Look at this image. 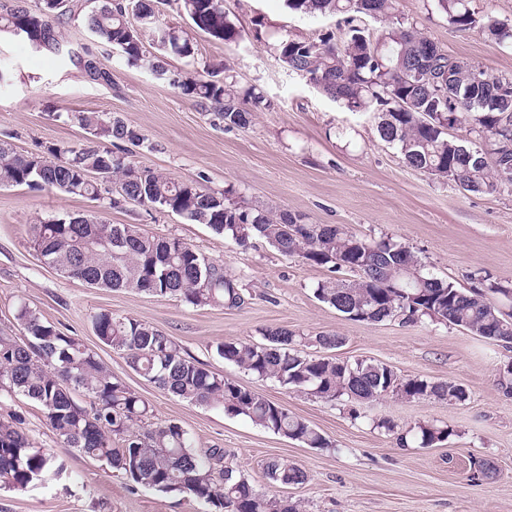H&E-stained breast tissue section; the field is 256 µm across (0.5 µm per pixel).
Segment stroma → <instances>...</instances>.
Instances as JSON below:
<instances>
[{
	"instance_id": "obj_1",
	"label": "stroma",
	"mask_w": 512,
	"mask_h": 512,
	"mask_svg": "<svg viewBox=\"0 0 512 512\" xmlns=\"http://www.w3.org/2000/svg\"><path fill=\"white\" fill-rule=\"evenodd\" d=\"M224 10L241 39L225 44L196 35L194 57L163 52L162 79L100 41L80 17L66 24V37L75 50L94 52L110 82L92 80L81 68L1 33L0 142L26 155L39 153L89 138L88 130L69 120L70 112L118 115L139 143L104 137L99 143L136 166L216 192L232 188L249 205L299 213L310 224H343L363 237H392L435 274L464 288L475 287L479 273L512 284L511 191L473 194L409 168L380 139L373 114L347 111L306 76L282 66L281 41L321 39L336 32L337 18L291 13L284 0H224ZM394 13L418 21L449 54L494 74H512V46L453 29L432 0H395ZM206 66L217 77L232 76L239 93H263L269 109L253 113L245 127L225 129L214 112L173 84L186 71ZM95 208L93 201L54 190L0 187V328L14 326L19 305L36 309L95 352L150 404L155 421L181 425L198 450L223 449L225 462L257 490L269 488L262 470L268 459L299 464L307 482L278 494L299 503L302 512H512V396L498 384L512 348L428 319L413 326L347 319L313 294L327 270L286 258L262 241L241 248L205 225L136 204L108 209L104 216L112 224L184 238L223 262L226 273L244 276L250 286L244 305L194 308L173 298L88 287L43 264L30 240L39 220ZM102 311L157 327L211 370L308 421L329 447L309 448L165 393L98 340L91 319ZM267 327L339 334L345 342L336 358L382 362L403 377L450 380L468 398L449 405L389 395L359 405L354 420L339 407L257 379L212 351L227 338L260 341ZM1 413L21 418L59 472L23 490L0 491V512H208L190 498L131 487L118 471L63 446L27 398H0ZM381 419L404 428L443 421L455 433L430 448L403 447L377 428ZM479 460L493 466L491 476L474 477Z\"/></svg>"
}]
</instances>
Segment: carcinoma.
Returning <instances> with one entry per match:
<instances>
[{"label": "carcinoma", "mask_w": 512, "mask_h": 512, "mask_svg": "<svg viewBox=\"0 0 512 512\" xmlns=\"http://www.w3.org/2000/svg\"><path fill=\"white\" fill-rule=\"evenodd\" d=\"M192 33L232 43L240 38L221 0H178ZM448 24L459 31L477 30L498 43H512V25L471 9V0H435ZM294 13L339 16L344 37L334 43L288 39L278 59L288 70L306 75L322 92L350 112H371L382 140L400 151L407 166L449 181L469 193L512 190V75L491 74L454 58L429 39L418 23L393 18L394 0H285ZM81 6L73 0H12L0 7V30L17 34L39 51L77 60L94 80L110 74L89 65L68 48L63 29ZM366 17L390 22L369 29ZM86 26L129 60L141 62L157 77L166 75L161 58L149 52L142 32L155 33L156 44L184 58L195 54L191 33L160 39L152 0H101L84 15ZM182 95L214 109L224 128L246 125L252 112L269 107L260 93L238 96L233 81L187 73L173 80ZM68 119L90 130L83 144L49 146L22 155L0 143V187L55 189L85 197L102 208L135 203L204 224L218 235L246 247L263 240L288 258L323 267L331 276L317 282L315 297L344 317L378 323L399 319L415 325L424 318L460 328L496 345L512 346V314L501 311L488 295L512 296V287L486 281L481 288H459L434 274L413 252L389 237L367 240L340 224H307L287 210L251 208L233 199L234 191L211 192L192 182L176 181L150 168H137L96 139L135 140L125 120L96 112H72ZM462 126L466 134H451ZM93 169L107 181L87 180ZM52 216L33 226L31 245L63 277L91 288L124 289L189 306L239 307L248 284L224 273V265L176 236H158L137 224H110L98 213ZM22 331L0 329V395L23 396L41 407L56 439L81 455L123 471L134 487L185 496L210 506L211 512H300L298 505L257 490L234 468L224 465V450H194L182 426L151 421L149 404L132 392L95 353L79 340L44 321L22 305L15 315ZM92 325L102 344L123 354L129 366L159 389L191 404L221 409L276 435L309 448L331 443L283 405L213 372L190 356L165 332L132 317L101 312ZM262 341L228 339L214 354L224 362L288 390L335 406L369 403L386 395L405 400L433 399L463 403L466 390L451 381L403 378L392 367L364 359L339 361L308 354L310 345L339 348L343 338L319 333L313 339L286 328L261 330ZM376 427L405 447H431L454 435L445 423L397 428L389 420ZM52 456L34 445L13 414L0 415V490L24 489L45 479ZM265 477L274 487L299 485L306 472L294 463L271 459Z\"/></svg>", "instance_id": "cac0c4a2"}]
</instances>
